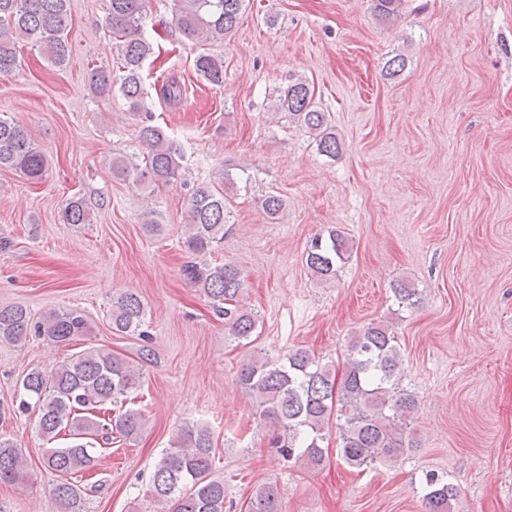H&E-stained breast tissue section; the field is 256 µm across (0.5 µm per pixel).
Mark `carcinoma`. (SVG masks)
Listing matches in <instances>:
<instances>
[{"instance_id": "obj_1", "label": "carcinoma", "mask_w": 512, "mask_h": 512, "mask_svg": "<svg viewBox=\"0 0 512 512\" xmlns=\"http://www.w3.org/2000/svg\"><path fill=\"white\" fill-rule=\"evenodd\" d=\"M246 0H175L174 24L191 41L206 46L222 41L238 26ZM404 0H372L374 17L392 23L400 17ZM145 0H107L106 23L115 40L120 71V92L128 110L148 111L141 70L153 54V44L143 35ZM69 0H0V73L18 66L16 41L25 40L41 49L52 63L63 66L70 55L67 39ZM195 70L209 84L224 85V59L201 52ZM91 92L112 95V69L95 66L87 72ZM159 99L177 106L187 96V87L172 74L156 89ZM280 108L288 112L316 141L319 151L336 157L341 144L335 128L314 101V90L297 80L279 95ZM140 139L145 147L142 160L124 157L112 160V176L141 188L168 185L180 175L182 152L174 139L159 126L144 124ZM14 169L32 180L46 172V157L28 132L11 119L0 116V167ZM233 179L224 174V190L208 185L191 194L185 215L182 247L190 258L183 275L224 315L229 342L242 344L254 335L258 315L243 304L245 281L232 263L198 262L224 241L231 223L227 207ZM261 207L271 220L284 210L279 195H268ZM65 224H89L92 215L85 200L72 196L61 211ZM350 245L336 229L311 241L305 263L321 282L336 278L348 259ZM398 304L412 308L420 303L419 291L408 281L394 287ZM145 307L135 292H124L112 303V331L118 335L145 336ZM91 325L78 309L52 310L33 320L22 305L0 307V341L18 343L29 336L54 343L88 336ZM155 358L152 348H140L138 359L110 349L91 347L73 354L49 372L32 370L20 381L25 399L22 406L38 408V427L51 441L61 432L70 443L48 448L43 455L46 469L60 482L52 490L59 512H82L85 474L95 467L98 447L112 442V433L135 442L144 431L141 410L128 407L116 416L106 405L135 401L143 385V364ZM403 360L396 345L393 325L373 321L350 337L342 377L326 364L297 349L284 359L257 355L244 363L237 383L250 398L269 443L288 459L295 458L309 470L325 463L322 443L330 425L341 439V457L361 470L395 460L416 447L410 427L416 401L402 384ZM211 430L197 423L181 426L155 465L146 494V506L138 512H224V481L210 476L215 461ZM28 463L9 439L0 438V484L27 485ZM459 495L456 485L435 475L425 477L423 512H453ZM249 512H281L277 483L254 488Z\"/></svg>"}]
</instances>
